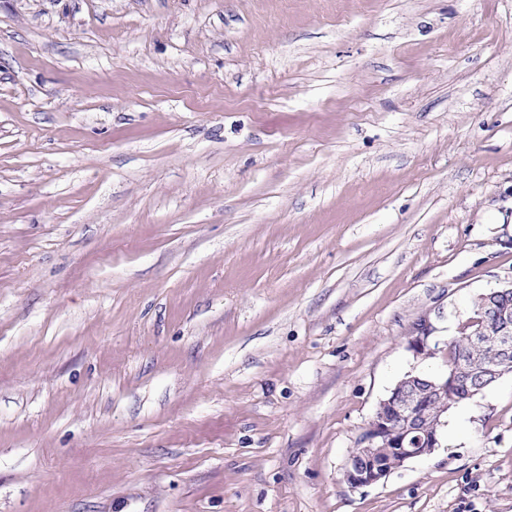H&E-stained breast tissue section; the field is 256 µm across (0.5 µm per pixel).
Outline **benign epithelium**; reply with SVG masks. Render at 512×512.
Segmentation results:
<instances>
[{
  "label": "benign epithelium",
  "instance_id": "1",
  "mask_svg": "<svg viewBox=\"0 0 512 512\" xmlns=\"http://www.w3.org/2000/svg\"><path fill=\"white\" fill-rule=\"evenodd\" d=\"M481 298L483 307L494 316L497 329L491 333L479 326L469 333L468 341L479 344L491 340L498 350V360L487 366L462 353L448 374L422 380L407 373L379 401L372 420L360 436V447L349 455L343 469V480L347 484L357 488L386 478L390 471L381 463V454L386 450L397 455L402 465L440 447L437 429L444 427L448 420L432 411L422 392L446 397L458 404L472 400L497 379L512 372V283L493 289ZM436 332L437 327L429 317H421L408 336L407 349L417 357L435 353L430 342Z\"/></svg>",
  "mask_w": 512,
  "mask_h": 512
}]
</instances>
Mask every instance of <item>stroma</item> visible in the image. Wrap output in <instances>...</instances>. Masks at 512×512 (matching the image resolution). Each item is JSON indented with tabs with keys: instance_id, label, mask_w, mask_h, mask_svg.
<instances>
[{
	"instance_id": "1",
	"label": "stroma",
	"mask_w": 512,
	"mask_h": 512,
	"mask_svg": "<svg viewBox=\"0 0 512 512\" xmlns=\"http://www.w3.org/2000/svg\"><path fill=\"white\" fill-rule=\"evenodd\" d=\"M512 281V0H0V512H512V374L344 464ZM437 332V327L432 323L428 316H422L413 326V329L407 339V349L415 356L434 354L436 349H432L430 342L433 335Z\"/></svg>"
}]
</instances>
